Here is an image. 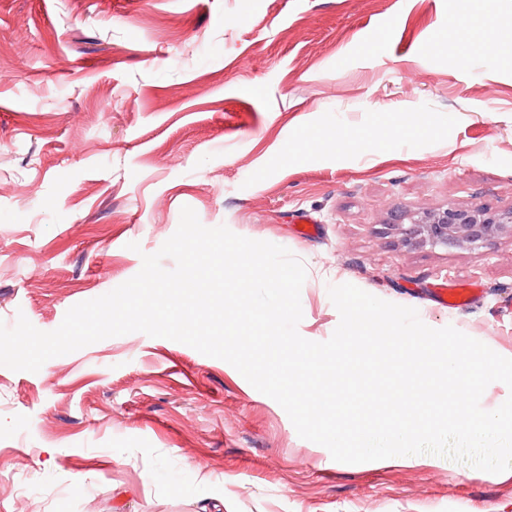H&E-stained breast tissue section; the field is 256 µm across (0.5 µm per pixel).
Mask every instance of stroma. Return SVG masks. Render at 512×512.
<instances>
[{
    "mask_svg": "<svg viewBox=\"0 0 512 512\" xmlns=\"http://www.w3.org/2000/svg\"><path fill=\"white\" fill-rule=\"evenodd\" d=\"M500 28L512 0H0V321L57 329L188 206L303 262L307 340L351 283L512 358V240L383 233L512 211ZM444 277L480 291L441 307ZM0 512H512V470L334 461L229 363L134 332L0 366ZM510 223V224H507ZM512 212L455 208L429 213L419 224H387L410 249L467 250L495 239L512 238Z\"/></svg>",
    "mask_w": 512,
    "mask_h": 512,
    "instance_id": "35a3bbf8",
    "label": "stroma"
}]
</instances>
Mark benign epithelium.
<instances>
[{"label": "benign epithelium", "instance_id": "benign-epithelium-1", "mask_svg": "<svg viewBox=\"0 0 512 512\" xmlns=\"http://www.w3.org/2000/svg\"><path fill=\"white\" fill-rule=\"evenodd\" d=\"M390 229L410 249L467 250L495 239L512 238V212L450 207L428 214L417 224H392Z\"/></svg>", "mask_w": 512, "mask_h": 512}]
</instances>
